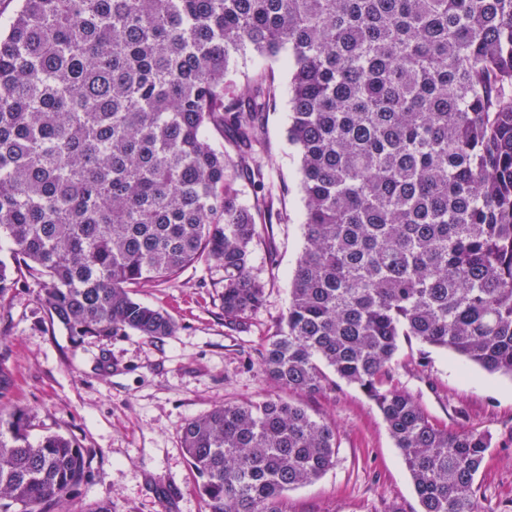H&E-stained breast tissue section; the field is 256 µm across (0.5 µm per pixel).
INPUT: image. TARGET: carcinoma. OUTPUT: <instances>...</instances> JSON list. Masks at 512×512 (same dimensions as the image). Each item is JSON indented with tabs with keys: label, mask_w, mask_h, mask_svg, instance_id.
<instances>
[{
	"label": "carcinoma",
	"mask_w": 512,
	"mask_h": 512,
	"mask_svg": "<svg viewBox=\"0 0 512 512\" xmlns=\"http://www.w3.org/2000/svg\"><path fill=\"white\" fill-rule=\"evenodd\" d=\"M247 50L290 51L305 206L261 368L290 392L336 386L330 371L359 387L421 512H482L490 434L436 426L389 380L403 337L512 377V0H17L0 27V240L76 342L173 335L132 289L202 258L224 268V325L247 328L276 100L262 75L229 77ZM16 285L0 261V299ZM28 427L0 410V512H59L91 454ZM182 443L208 512H282L334 465L336 428L271 396L189 420Z\"/></svg>",
	"instance_id": "carcinoma-1"
}]
</instances>
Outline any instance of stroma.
I'll return each instance as SVG.
<instances>
[{"label":"stroma","mask_w":512,"mask_h":512,"mask_svg":"<svg viewBox=\"0 0 512 512\" xmlns=\"http://www.w3.org/2000/svg\"><path fill=\"white\" fill-rule=\"evenodd\" d=\"M233 79L266 73L278 87L268 120L269 204L282 220L252 247L254 275L266 301L244 331L224 324L222 267L201 261L141 302L167 312L174 335L137 334L72 342L40 305L27 278L0 299V367L12 386L0 409L24 410L30 440L60 434L93 456L89 478L62 503L63 512H206L199 479L182 446L185 422L224 403L259 401L277 390L259 366L260 352L290 300V280L304 246L299 153L287 137L289 82L285 58L234 57ZM392 386L414 394L431 421L457 431L477 429L492 446L476 478L479 500L492 512H512V378L491 374L453 352L401 340ZM286 400L336 428V460L312 483L289 490L285 512H420L401 451L373 401L357 386Z\"/></svg>","instance_id":"1"}]
</instances>
